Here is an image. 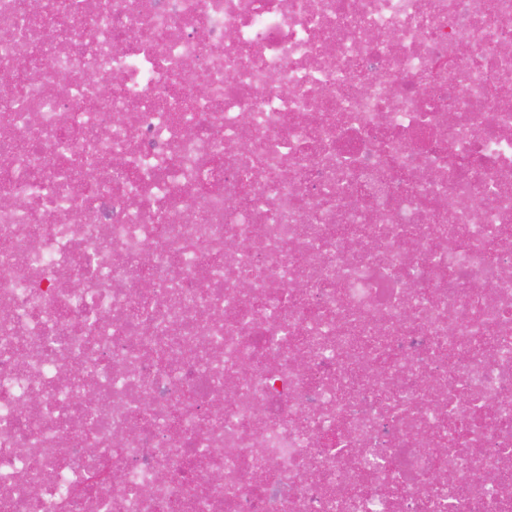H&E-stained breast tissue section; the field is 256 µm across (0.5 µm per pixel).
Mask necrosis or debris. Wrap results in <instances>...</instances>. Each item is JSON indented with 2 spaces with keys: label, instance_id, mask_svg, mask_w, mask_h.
I'll return each instance as SVG.
<instances>
[{
  "label": "necrosis or debris",
  "instance_id": "necrosis-or-debris-1",
  "mask_svg": "<svg viewBox=\"0 0 512 512\" xmlns=\"http://www.w3.org/2000/svg\"><path fill=\"white\" fill-rule=\"evenodd\" d=\"M0 29V512H512V0Z\"/></svg>",
  "mask_w": 512,
  "mask_h": 512
}]
</instances>
